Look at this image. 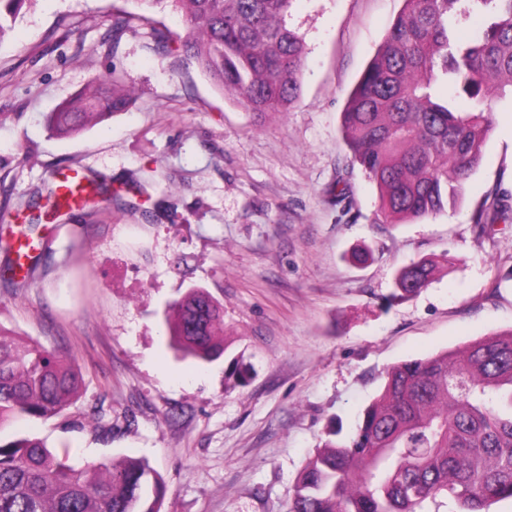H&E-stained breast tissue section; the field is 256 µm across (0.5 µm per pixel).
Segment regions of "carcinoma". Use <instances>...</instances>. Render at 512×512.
Here are the masks:
<instances>
[{
  "instance_id": "obj_1",
  "label": "carcinoma",
  "mask_w": 512,
  "mask_h": 512,
  "mask_svg": "<svg viewBox=\"0 0 512 512\" xmlns=\"http://www.w3.org/2000/svg\"><path fill=\"white\" fill-rule=\"evenodd\" d=\"M33 0H0V40ZM146 10L182 14L185 34L158 33L176 45L218 90L258 116L288 111L301 92L305 44L286 18L292 0H138ZM485 17L478 35L458 42L456 5ZM118 11L112 32L133 29ZM451 93L442 96L439 87ZM512 91V0H404L377 54L349 94L342 132L350 166L375 185L378 215L389 224L453 210L478 168L492 125L489 101ZM130 95L115 81H95L46 118L61 137L76 136L126 111ZM104 190L96 180L78 195L47 200L55 213L87 207ZM495 204L478 225L509 218ZM20 233L9 267L28 259L13 287L28 286L43 237ZM433 264L398 268L393 300L426 287ZM170 341L182 357L212 361L224 352L223 309L190 287L165 311ZM83 377L73 364L0 329V431L20 419H49L76 399ZM166 488L148 462L77 467L69 451L19 435L0 441V512H161ZM457 501L461 512H488L512 499V329L393 366L381 394L344 441H328L299 473L288 512H417L428 499Z\"/></svg>"
}]
</instances>
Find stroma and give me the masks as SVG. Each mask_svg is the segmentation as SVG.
Instances as JSON below:
<instances>
[{"instance_id":"obj_1","label":"stroma","mask_w":512,"mask_h":512,"mask_svg":"<svg viewBox=\"0 0 512 512\" xmlns=\"http://www.w3.org/2000/svg\"><path fill=\"white\" fill-rule=\"evenodd\" d=\"M403 0H292L303 38L301 93L258 119L216 90L154 30L172 10L139 0H34L0 41V232L25 229L69 167L117 198L52 221L28 288L9 286L0 249V328L81 372L61 416L15 424L77 465L147 459L162 512H288L295 479L333 434L348 436L387 370L512 329V98L493 102L481 163L455 211L410 224L377 220V190L347 170L341 114ZM134 29L112 33V15ZM95 79L118 80L132 107L71 138L46 113ZM156 176L151 198L138 180ZM346 190L350 214L336 193ZM366 248L371 260L351 259ZM436 265L426 288L391 300L397 268ZM194 285L224 308V352L181 358L159 315Z\"/></svg>"}]
</instances>
